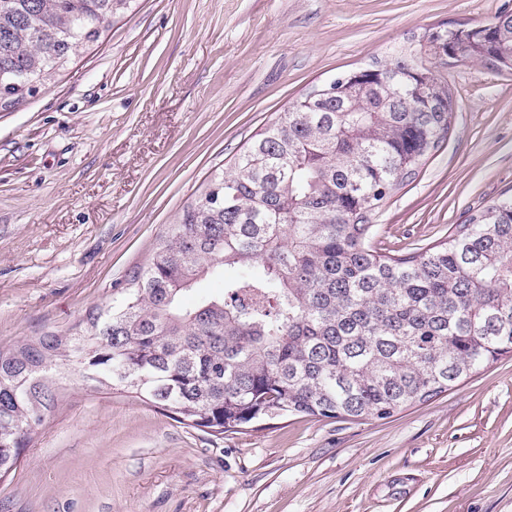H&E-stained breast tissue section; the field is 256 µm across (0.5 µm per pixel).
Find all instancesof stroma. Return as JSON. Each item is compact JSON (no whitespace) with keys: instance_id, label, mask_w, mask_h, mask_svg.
Returning <instances> with one entry per match:
<instances>
[{"instance_id":"35a3bbf8","label":"stroma","mask_w":512,"mask_h":512,"mask_svg":"<svg viewBox=\"0 0 512 512\" xmlns=\"http://www.w3.org/2000/svg\"><path fill=\"white\" fill-rule=\"evenodd\" d=\"M512 0H139L0 109V347L119 299L199 187L290 103ZM445 71V144L375 216L401 255L512 194V71ZM0 478L7 512H512V356L387 420L289 415L218 435L72 373Z\"/></svg>"}]
</instances>
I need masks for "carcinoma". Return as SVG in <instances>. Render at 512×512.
Returning <instances> with one entry per match:
<instances>
[{
  "label": "carcinoma",
  "instance_id": "1",
  "mask_svg": "<svg viewBox=\"0 0 512 512\" xmlns=\"http://www.w3.org/2000/svg\"><path fill=\"white\" fill-rule=\"evenodd\" d=\"M138 0H0V107L35 94ZM431 31L305 96L211 175L117 304L0 348V473L78 370L174 420L235 433L266 418L388 419L512 353V195L448 237L388 255L373 217L448 138ZM451 56L512 70V16L448 31ZM237 274L192 309L201 278Z\"/></svg>",
  "mask_w": 512,
  "mask_h": 512
}]
</instances>
